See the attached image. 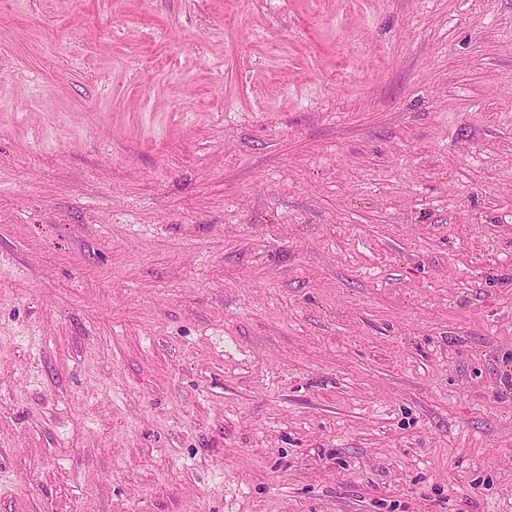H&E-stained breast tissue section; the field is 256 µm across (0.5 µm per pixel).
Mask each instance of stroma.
Instances as JSON below:
<instances>
[{"mask_svg": "<svg viewBox=\"0 0 512 512\" xmlns=\"http://www.w3.org/2000/svg\"><path fill=\"white\" fill-rule=\"evenodd\" d=\"M0 512H512V0H0Z\"/></svg>", "mask_w": 512, "mask_h": 512, "instance_id": "1", "label": "stroma"}]
</instances>
